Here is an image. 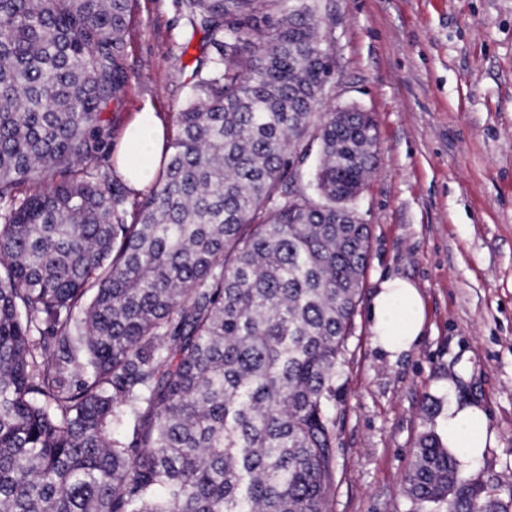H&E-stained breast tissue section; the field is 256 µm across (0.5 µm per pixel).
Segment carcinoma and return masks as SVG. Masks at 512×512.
Listing matches in <instances>:
<instances>
[{
    "instance_id": "obj_1",
    "label": "carcinoma",
    "mask_w": 512,
    "mask_h": 512,
    "mask_svg": "<svg viewBox=\"0 0 512 512\" xmlns=\"http://www.w3.org/2000/svg\"><path fill=\"white\" fill-rule=\"evenodd\" d=\"M130 2L0 0V512H327L374 119L314 123L320 0H178L199 53L129 224L104 111ZM404 484L507 512L434 431Z\"/></svg>"
}]
</instances>
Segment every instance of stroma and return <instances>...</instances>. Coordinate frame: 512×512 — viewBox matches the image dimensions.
Returning a JSON list of instances; mask_svg holds the SVG:
<instances>
[{
	"label": "stroma",
	"mask_w": 512,
	"mask_h": 512,
	"mask_svg": "<svg viewBox=\"0 0 512 512\" xmlns=\"http://www.w3.org/2000/svg\"><path fill=\"white\" fill-rule=\"evenodd\" d=\"M334 66L320 113L369 112L378 165L356 207L364 288L341 367L330 512H412L404 475L451 402L479 405L495 441L469 478L512 497V0H322ZM127 86L106 116L120 142L155 113L174 139L196 47L174 0H133ZM419 288L427 326L397 358L372 344L379 281Z\"/></svg>",
	"instance_id": "stroma-1"
}]
</instances>
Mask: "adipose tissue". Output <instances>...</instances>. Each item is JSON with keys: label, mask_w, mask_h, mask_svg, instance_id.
Segmentation results:
<instances>
[{"label": "adipose tissue", "mask_w": 512, "mask_h": 512, "mask_svg": "<svg viewBox=\"0 0 512 512\" xmlns=\"http://www.w3.org/2000/svg\"><path fill=\"white\" fill-rule=\"evenodd\" d=\"M165 130L151 112L134 117L123 134L125 152L118 170L130 185L149 187L157 173L164 148ZM370 330L376 347L390 356L409 351L418 342L426 323L419 289L410 281L391 276L379 282L369 307ZM440 430L451 450L469 459L481 455L494 438L484 411L475 405L451 404L441 419Z\"/></svg>", "instance_id": "1"}]
</instances>
